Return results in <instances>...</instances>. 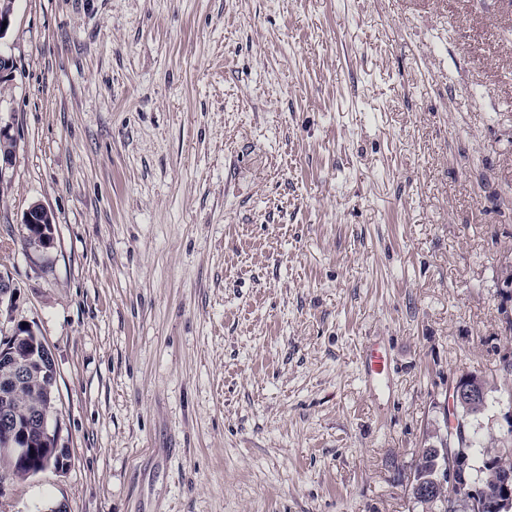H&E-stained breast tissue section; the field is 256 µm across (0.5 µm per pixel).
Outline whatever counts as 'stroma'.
<instances>
[{
    "label": "stroma",
    "mask_w": 512,
    "mask_h": 512,
    "mask_svg": "<svg viewBox=\"0 0 512 512\" xmlns=\"http://www.w3.org/2000/svg\"><path fill=\"white\" fill-rule=\"evenodd\" d=\"M0 52V258L71 453L0 512H424L471 371L503 438L512 0H16ZM50 210L42 204L31 205L23 214L20 224L23 228V241L25 246L31 239L29 248L40 251L47 249L52 244V224H47ZM26 237V238H25ZM365 379L375 388L389 378L390 362L386 348L377 341L369 342L363 350Z\"/></svg>",
    "instance_id": "obj_1"
}]
</instances>
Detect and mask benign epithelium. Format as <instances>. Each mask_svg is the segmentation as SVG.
Returning a JSON list of instances; mask_svg holds the SVG:
<instances>
[{
    "label": "benign epithelium",
    "instance_id": "1",
    "mask_svg": "<svg viewBox=\"0 0 512 512\" xmlns=\"http://www.w3.org/2000/svg\"><path fill=\"white\" fill-rule=\"evenodd\" d=\"M14 0H0V39L7 35L13 15ZM16 142L6 129L0 127V143L6 148L0 151V182L6 169L13 165L16 151L8 144ZM50 210L42 204L31 205L23 214L21 224L23 235L31 239L30 248L35 251L47 249L52 244V225L48 224ZM17 289L11 276L0 271V312H12L16 305ZM35 338L33 342L17 339L21 332ZM54 364L52 352L30 323L13 321L9 332L4 334L0 344V397L8 398L12 392L24 385L30 378L44 374L46 390H51L56 381V373L48 370ZM486 376L482 373H469L459 377L452 384L441 403L443 418L441 425L443 448L437 450V477L411 480L409 490L415 500L437 495L445 487L448 496L443 500L446 512H512V472L493 470L491 481L496 485L492 493L486 488L467 486L458 481L463 460L454 447L458 439V424L462 423L461 413L473 407H482L486 399ZM51 417L44 413H34L21 422L7 415H0V450L24 461L30 455L33 439L41 440L52 435Z\"/></svg>",
    "mask_w": 512,
    "mask_h": 512
}]
</instances>
